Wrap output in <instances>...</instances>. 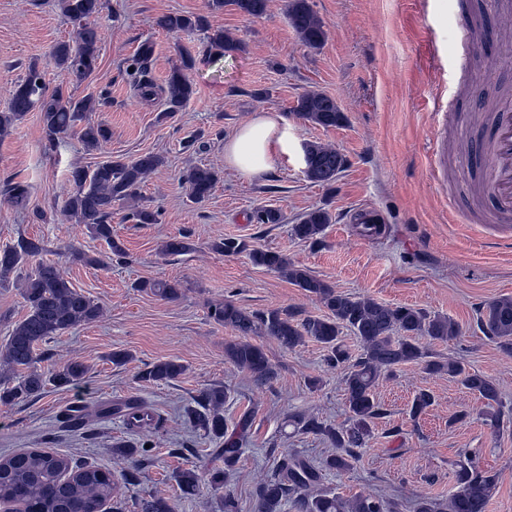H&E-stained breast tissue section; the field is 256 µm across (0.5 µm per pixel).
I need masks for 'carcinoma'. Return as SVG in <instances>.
Segmentation results:
<instances>
[{"label": "carcinoma", "instance_id": "carcinoma-1", "mask_svg": "<svg viewBox=\"0 0 512 512\" xmlns=\"http://www.w3.org/2000/svg\"><path fill=\"white\" fill-rule=\"evenodd\" d=\"M228 5L259 18L265 13L266 0H214L217 8ZM58 7L76 27L77 39L73 46L65 41L56 44L52 49L53 60L65 76L85 81L96 72L100 60L101 34L95 18L101 12V0H58ZM288 20L305 46L316 49L326 41L324 23L309 0H288ZM159 24L169 33H178L202 26L203 20L170 13L163 16ZM206 39L208 49L219 56L239 48L238 42L222 29L208 32ZM153 55V43L145 40L132 62L137 87L145 96L154 94L150 78ZM191 66L192 59L187 57L170 70L164 89L167 108L161 117H173L193 96V85L186 74ZM102 105L103 99L92 94L76 97L64 93L60 86L48 89L42 71L33 64L14 84L8 111L0 112V135L24 120L28 113L37 111L50 143L76 131L87 150L97 149L108 139L109 132L104 126L91 122L89 114ZM294 111L303 120L326 129L346 121L336 101L318 92L299 96ZM304 153L306 178L322 185L335 182L346 163L338 150L319 143L305 144ZM162 163L160 155L147 152L132 161H105L92 170L72 168L69 181L73 192L64 202L65 216L85 225L93 238L107 244L111 254L123 255L124 249L112 235V210L116 203L136 198L145 176ZM182 181L188 187L190 198L202 204L211 196L218 174L210 167L195 166L186 171ZM5 194L11 203L23 207L29 199L30 188L25 182L9 181ZM125 219L136 224H155L157 214L141 205L131 209ZM253 219L258 224H279L282 214L275 207L265 206L255 211ZM330 221L328 211L313 209L292 225V232L302 241L315 242ZM191 250L189 237L183 233L169 238L163 245L167 256H181ZM41 251L40 243L26 238L0 251V283L7 282L11 274ZM250 257L254 265L283 274L291 284L317 297L328 314L305 316L293 308L252 313L231 302L217 305L211 309V318L240 336V341L225 346V358L248 372L256 385L265 386L275 378V371L263 348L248 337L262 331L288 350L311 338L325 348L328 366L344 370L349 413L347 424L340 428L328 426L303 412L290 417L294 431L324 437L331 443L334 453L321 465L294 453L283 455L275 472L258 483L256 495L260 512H282L287 504L295 512H398V503L377 493L344 497L316 492L314 488L324 471L347 472L359 461L373 437L375 420L383 414L376 393L379 380L394 376L395 370L405 363L415 362L428 374L445 373L459 382L484 401L486 420L493 428L500 429L502 413L495 383L458 360L443 361L433 356L428 346L421 343L423 339L446 342L456 338L460 333L456 323L446 317H431L420 309L384 305L369 297L339 292L307 267L279 252L256 249ZM143 287L163 299L171 300L180 295L177 282L145 283ZM20 288L27 314L12 326L7 339L0 344V363L16 373L12 385L0 388V403L6 405L42 395L49 381L57 387L79 384L88 374L86 365L70 360L46 377L33 370L38 360L37 350L41 344L76 326L92 323L102 315L100 303L74 287L54 262L39 263L20 280ZM480 327L488 339L512 356V297L487 302L480 316ZM344 329L351 331L360 342L361 350L355 357L342 343ZM183 372L182 364L164 360L142 371L141 379L166 383ZM226 397L225 390L212 388L203 395V410L191 412L195 424L212 437L224 440V447L217 449L224 457V468L211 470L206 478L194 468L180 470L176 481L186 495L195 494L204 481L216 489L224 487L242 453L241 436L249 416H243L235 429L228 430L223 413ZM434 402L432 393L419 391L412 402V415L423 413ZM113 411L124 413L129 429L150 436L154 417L141 403L128 400ZM496 488V475L471 463H461L455 471V488L448 497H424L416 503V512H485ZM116 489L112 471L78 465L53 451L34 448L0 457V503L22 505L27 512H102L104 504L115 497ZM141 512H173V506L167 498L156 494L142 502Z\"/></svg>", "mask_w": 512, "mask_h": 512}]
</instances>
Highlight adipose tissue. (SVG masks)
<instances>
[{
    "mask_svg": "<svg viewBox=\"0 0 512 512\" xmlns=\"http://www.w3.org/2000/svg\"><path fill=\"white\" fill-rule=\"evenodd\" d=\"M293 144L282 117L258 112L225 144L224 162L243 176L259 178L269 173L275 157L287 152Z\"/></svg>",
    "mask_w": 512,
    "mask_h": 512,
    "instance_id": "1",
    "label": "adipose tissue"
}]
</instances>
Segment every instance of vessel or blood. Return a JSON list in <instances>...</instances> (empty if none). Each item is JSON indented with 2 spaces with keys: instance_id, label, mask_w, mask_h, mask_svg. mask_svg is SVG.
<instances>
[{
  "instance_id": "b4317fda",
  "label": "vessel or blood",
  "mask_w": 512,
  "mask_h": 512,
  "mask_svg": "<svg viewBox=\"0 0 512 512\" xmlns=\"http://www.w3.org/2000/svg\"><path fill=\"white\" fill-rule=\"evenodd\" d=\"M480 160L487 175L485 187L500 218L512 220V101L504 102L496 112Z\"/></svg>"
}]
</instances>
